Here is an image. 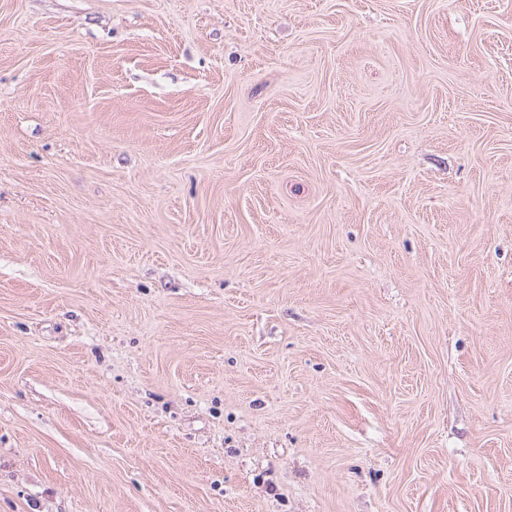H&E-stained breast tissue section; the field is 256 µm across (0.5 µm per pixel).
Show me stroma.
<instances>
[{
    "mask_svg": "<svg viewBox=\"0 0 512 512\" xmlns=\"http://www.w3.org/2000/svg\"><path fill=\"white\" fill-rule=\"evenodd\" d=\"M0 512H512V0H0Z\"/></svg>",
    "mask_w": 512,
    "mask_h": 512,
    "instance_id": "stroma-1",
    "label": "stroma"
}]
</instances>
